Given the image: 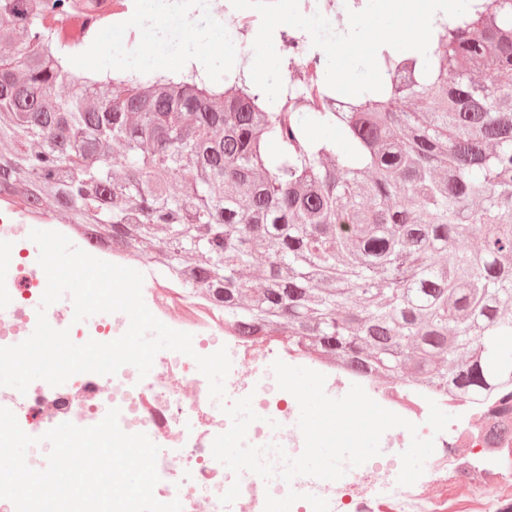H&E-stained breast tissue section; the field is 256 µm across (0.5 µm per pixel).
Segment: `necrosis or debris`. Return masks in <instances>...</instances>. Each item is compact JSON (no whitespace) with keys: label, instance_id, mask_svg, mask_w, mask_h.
<instances>
[{"label":"necrosis or debris","instance_id":"necrosis-or-debris-1","mask_svg":"<svg viewBox=\"0 0 512 512\" xmlns=\"http://www.w3.org/2000/svg\"><path fill=\"white\" fill-rule=\"evenodd\" d=\"M122 8L110 7L107 0L96 14L83 16L75 11L58 15L54 25L71 42L82 44L86 38L119 25ZM28 213L8 199L0 200V243H10L24 250V257L10 264H0V347L25 340L29 325L37 319L46 275L38 264L39 249L27 241ZM148 309L168 319L175 327H192L199 342L198 354L208 355L219 347L237 352L251 364V379L242 383L236 377L225 382L228 400L251 396L258 416L250 425L247 442H265L262 417L272 410V388L263 357L290 362L297 351L279 343L277 338L254 339L242 336L225 325L221 315L178 293L170 284L149 278L142 290ZM57 329H69L74 342L93 339L110 342L125 333L127 321L122 316L102 315L94 321L74 322L71 301L61 303L47 317ZM367 394L384 408L403 418L414 420L419 435L435 438V459L430 474L385 502L377 503L363 494L365 484L387 485L395 480L394 459L367 464L353 481H322L315 484L301 480L285 482L273 477L266 482L268 495L293 490L308 505L307 512H322L325 502L347 499L349 512H447L452 492L463 486L469 491L464 506L457 512H512V399L457 400L456 421L446 431L434 433L424 416L428 401L447 403L441 391H425L403 384L364 383ZM4 403H16L31 419L29 435L39 436L60 421L79 418L81 426L99 423L109 409H119V425L127 433H144L151 440L164 441L167 451L157 460L159 481L155 492L159 501L180 500L183 512H198L206 503L208 512H224L220 501L225 489L239 484L236 500L239 512H264L265 501L255 494L259 484L254 473H233L212 455V442L227 431L231 421L209 396L207 379L199 372L192 357L173 352L158 361V370L140 377L134 366L126 365L113 375L83 373L72 376L64 389L39 383L28 395L0 394Z\"/></svg>","mask_w":512,"mask_h":512}]
</instances>
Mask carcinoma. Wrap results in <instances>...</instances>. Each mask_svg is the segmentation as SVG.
Wrapping results in <instances>:
<instances>
[{
	"instance_id": "obj_1",
	"label": "carcinoma",
	"mask_w": 512,
	"mask_h": 512,
	"mask_svg": "<svg viewBox=\"0 0 512 512\" xmlns=\"http://www.w3.org/2000/svg\"><path fill=\"white\" fill-rule=\"evenodd\" d=\"M72 4L0 0V191L69 212L244 336H284L368 379L407 361L418 388L512 394V0L439 24L426 61L382 52L380 96L290 84L273 103L195 71L78 75L51 24ZM481 67L497 83L477 90ZM410 96L426 118L398 110ZM257 256L255 292L240 271Z\"/></svg>"
}]
</instances>
